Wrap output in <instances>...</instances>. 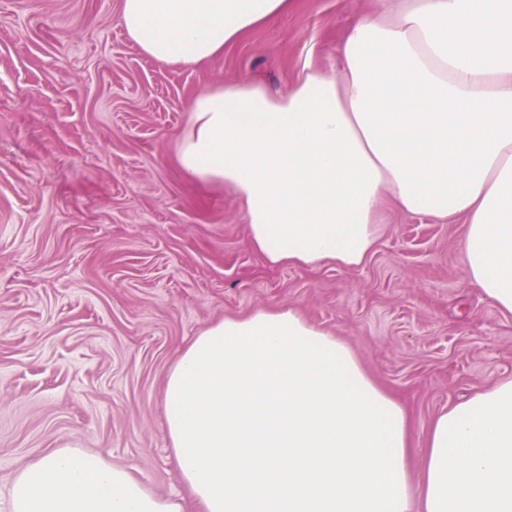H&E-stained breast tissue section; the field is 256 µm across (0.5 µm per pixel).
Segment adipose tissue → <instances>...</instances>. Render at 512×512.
Masks as SVG:
<instances>
[{"mask_svg": "<svg viewBox=\"0 0 512 512\" xmlns=\"http://www.w3.org/2000/svg\"><path fill=\"white\" fill-rule=\"evenodd\" d=\"M293 0H121L149 57L193 66ZM176 161L242 204L271 266L355 270L383 206L464 220L467 283L512 313V0H377L324 69L284 94L248 80L191 101ZM164 416L199 512H512V379L443 409L412 480L408 413L341 339L299 311L202 330L172 367ZM9 512H185L71 447L14 479Z\"/></svg>", "mask_w": 512, "mask_h": 512, "instance_id": "1", "label": "adipose tissue"}]
</instances>
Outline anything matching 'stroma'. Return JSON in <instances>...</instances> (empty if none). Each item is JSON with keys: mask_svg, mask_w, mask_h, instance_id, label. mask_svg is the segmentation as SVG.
Wrapping results in <instances>:
<instances>
[{"mask_svg": "<svg viewBox=\"0 0 512 512\" xmlns=\"http://www.w3.org/2000/svg\"><path fill=\"white\" fill-rule=\"evenodd\" d=\"M375 0H294L194 67L146 56L120 0H0V493L71 444L189 500L167 376L209 324L298 309L406 406L421 448L444 407L512 379V313L468 288L463 224L386 213L357 270L272 267L230 191L175 161L192 97L247 76L283 94Z\"/></svg>", "mask_w": 512, "mask_h": 512, "instance_id": "stroma-1", "label": "stroma"}]
</instances>
